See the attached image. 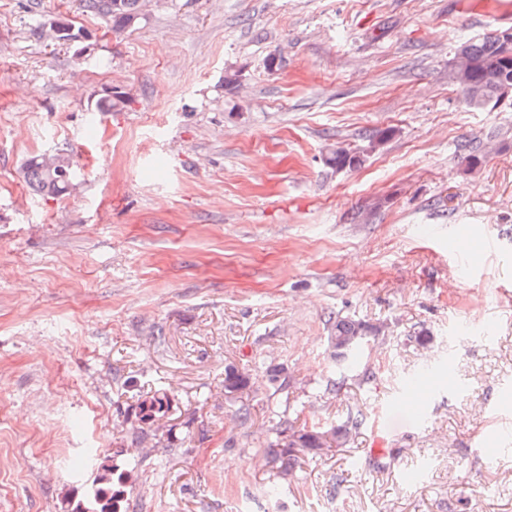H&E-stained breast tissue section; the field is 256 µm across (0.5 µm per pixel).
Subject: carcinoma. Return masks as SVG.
<instances>
[{"label": "carcinoma", "instance_id": "carcinoma-1", "mask_svg": "<svg viewBox=\"0 0 512 512\" xmlns=\"http://www.w3.org/2000/svg\"><path fill=\"white\" fill-rule=\"evenodd\" d=\"M144 0H79L82 12L100 17L116 33L134 29L132 22L141 14ZM467 52L472 61L471 84L480 91L481 100L476 103L484 107L499 101V87L504 79L512 80V46H505L501 34L489 36L482 41L467 43ZM129 104V99L107 88L96 100L94 109L98 112H120ZM44 155L30 157L24 164L26 178L32 190L42 198L55 199L69 193L74 170L68 173L53 174L43 164ZM327 163L338 168H355L358 162L352 151L338 146L327 159ZM369 328L363 322L338 317L330 326L331 337L346 343V347L336 352V360L348 361L354 358L367 340ZM248 381L234 369L224 371V387L229 391H239L247 387ZM171 408V399L164 392L147 395L138 404V421L143 424L136 437L138 449L145 450L144 442L149 437L147 427L159 423ZM352 429L341 425L324 429H289V448H323L332 443L345 445L349 441ZM133 456L125 448L112 452L103 460L94 479L81 494H72L68 499L70 512H82L83 499L95 498L94 512H127V486L133 479Z\"/></svg>", "mask_w": 512, "mask_h": 512}]
</instances>
